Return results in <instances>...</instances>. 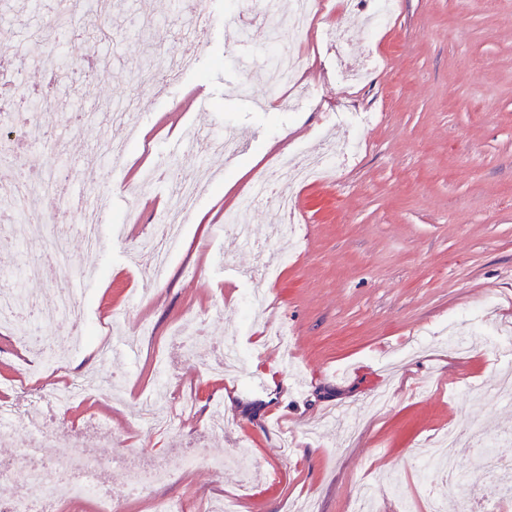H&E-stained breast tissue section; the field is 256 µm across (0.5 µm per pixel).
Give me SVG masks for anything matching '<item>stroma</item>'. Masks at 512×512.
I'll return each instance as SVG.
<instances>
[{
    "mask_svg": "<svg viewBox=\"0 0 512 512\" xmlns=\"http://www.w3.org/2000/svg\"><path fill=\"white\" fill-rule=\"evenodd\" d=\"M373 2L348 12L342 0H326L319 20L283 31L308 58L305 94L292 111L268 107L259 62L271 44L261 35L242 43L226 20L239 0H207L214 22L194 68L144 89L133 81L137 65L172 62L191 46L179 0H125L107 39L93 30L99 13H76L66 44L40 46L32 39L60 0H0V30L15 56L0 87L26 105L48 71L53 96L69 99L43 109L50 146L23 155V166L51 177L67 163L73 193L112 200V234L101 249L70 250L85 278L42 276L26 287L45 306L58 292H77L90 323H121L132 347L104 363L95 342L79 346L61 334L65 367L45 369L37 345L0 326V394L12 395L29 368L45 395L76 376L117 375L119 392L105 388L64 410L33 407L27 418L49 437L128 459L129 468L103 478L122 512H156L162 500L221 512L229 496L238 512H291L298 503L352 512L365 490L373 512H402L426 482L452 507L473 485L449 487L433 466L414 470L410 454L448 426L472 422L498 436L496 455L512 462V395L500 393L512 360L497 353L512 342V0H397L388 21ZM371 55L384 64L364 82L337 81V64L354 67ZM192 95L207 109L187 104ZM365 112L376 123L360 125ZM199 126L241 140L236 161L186 139ZM108 139L127 142L128 152L108 181L88 183V162ZM337 139L351 157L336 184L294 190L292 248L274 232L284 218L270 203L242 216L256 246L226 229L224 186L240 166L257 155L266 163L300 158ZM191 154L204 190L167 279L155 284L138 242L160 221L146 200L169 190L148 175ZM4 231L0 271L38 259L26 222ZM249 291L266 294L268 307L247 326L241 299ZM198 315L209 319L206 333L183 351L178 335ZM282 325L292 333L290 365L273 342ZM234 329L245 353L228 375L219 367L221 339ZM158 388L176 415L155 429L142 421L140 403ZM381 392L388 406L370 414ZM217 405L228 422L223 434L209 427ZM190 449L197 461L188 467ZM147 456L170 477L136 496L129 469ZM217 458L223 470L213 467Z\"/></svg>",
    "mask_w": 512,
    "mask_h": 512,
    "instance_id": "obj_1",
    "label": "stroma"
}]
</instances>
